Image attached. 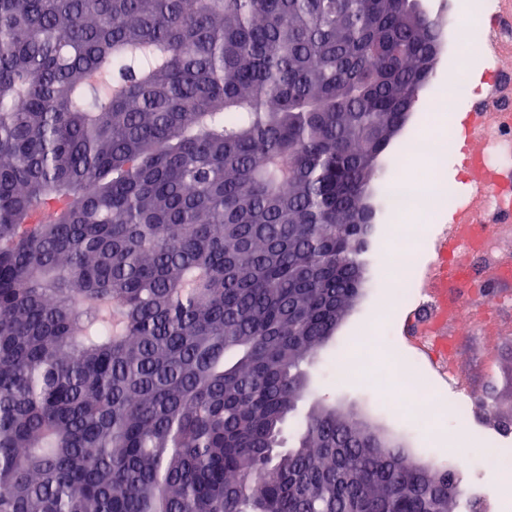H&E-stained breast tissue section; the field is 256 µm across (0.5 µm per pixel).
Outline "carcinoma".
I'll return each mask as SVG.
<instances>
[{
    "mask_svg": "<svg viewBox=\"0 0 512 512\" xmlns=\"http://www.w3.org/2000/svg\"><path fill=\"white\" fill-rule=\"evenodd\" d=\"M442 27L419 0H0V512H479L459 459L302 369L360 295Z\"/></svg>",
    "mask_w": 512,
    "mask_h": 512,
    "instance_id": "1",
    "label": "carcinoma"
}]
</instances>
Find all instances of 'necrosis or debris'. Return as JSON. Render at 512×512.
<instances>
[{"mask_svg":"<svg viewBox=\"0 0 512 512\" xmlns=\"http://www.w3.org/2000/svg\"><path fill=\"white\" fill-rule=\"evenodd\" d=\"M482 9L477 44L486 62L484 86L473 89L464 68L454 78L457 96L471 104L468 135L450 146L469 191L449 200L450 221L433 262L397 299L406 313L396 355L407 390L373 382L376 397L400 416L438 380L451 385L456 410L469 413L473 395L457 360L459 340L512 326V295L497 289L512 282V0H483Z\"/></svg>","mask_w":512,"mask_h":512,"instance_id":"4bbe7bcc","label":"necrosis or debris"}]
</instances>
